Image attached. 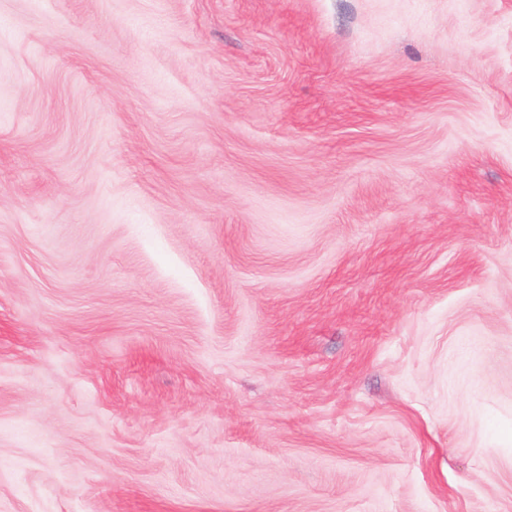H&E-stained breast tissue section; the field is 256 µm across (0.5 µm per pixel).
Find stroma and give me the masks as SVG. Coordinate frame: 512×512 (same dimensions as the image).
Segmentation results:
<instances>
[{
  "instance_id": "1",
  "label": "stroma",
  "mask_w": 512,
  "mask_h": 512,
  "mask_svg": "<svg viewBox=\"0 0 512 512\" xmlns=\"http://www.w3.org/2000/svg\"><path fill=\"white\" fill-rule=\"evenodd\" d=\"M0 512H512V0H0Z\"/></svg>"
}]
</instances>
